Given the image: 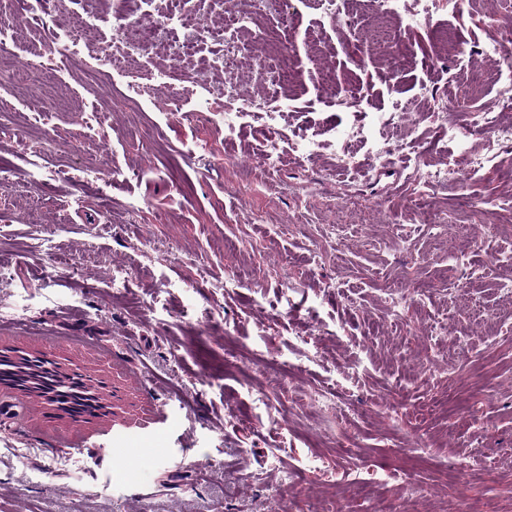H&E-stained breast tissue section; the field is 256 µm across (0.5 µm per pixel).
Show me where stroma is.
Listing matches in <instances>:
<instances>
[{
  "mask_svg": "<svg viewBox=\"0 0 512 512\" xmlns=\"http://www.w3.org/2000/svg\"><path fill=\"white\" fill-rule=\"evenodd\" d=\"M335 2L269 0L235 30L220 0L143 6L148 26L183 10L204 21L186 61L235 67L227 106L284 103L283 133L316 131L318 155L270 172L259 123L228 141L197 122L198 100L221 85L173 106L165 88L137 96L121 71L86 79L111 40L109 0H57L48 31L0 0L19 26V70L84 18L97 27L47 88L14 91L0 112V168H27L40 147L51 170L0 206V349L87 367L124 396L114 414L74 422L0 386V402L26 410L0 418V512H307L331 484L344 512H407L393 477L404 468L422 489L417 512L512 498V146L488 150L474 123L478 112L512 123L493 83L512 59L482 52L512 39V0H435L422 13L405 0L388 24L413 57L394 83L364 39L377 0ZM291 53L303 63L284 82ZM326 69L334 80L319 84ZM397 105L402 126L374 129V113ZM92 111L107 121L82 125ZM446 124L466 127L465 142H443ZM350 127L375 131L388 154L358 147L361 170L344 176L336 132ZM411 138L425 161L447 163L440 182L410 174L400 145ZM88 173L111 210L75 207ZM340 207L345 222L326 236ZM208 309L213 321L200 322ZM330 380L350 391L345 412L312 401ZM349 440L354 476L334 455ZM472 456L491 459L485 481L451 479Z\"/></svg>",
  "mask_w": 512,
  "mask_h": 512,
  "instance_id": "1",
  "label": "stroma"
}]
</instances>
